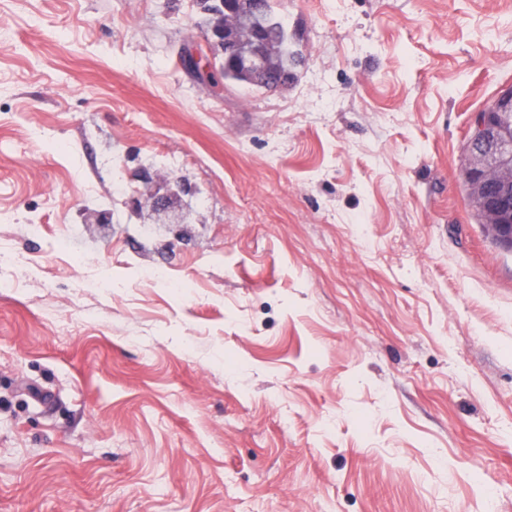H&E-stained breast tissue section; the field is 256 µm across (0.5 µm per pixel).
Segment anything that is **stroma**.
<instances>
[{
    "instance_id": "stroma-1",
    "label": "stroma",
    "mask_w": 512,
    "mask_h": 512,
    "mask_svg": "<svg viewBox=\"0 0 512 512\" xmlns=\"http://www.w3.org/2000/svg\"><path fill=\"white\" fill-rule=\"evenodd\" d=\"M276 7L270 91L185 71L195 0H0V512H512V251L463 176L512 0ZM190 185L181 178H176L166 182V191L162 195H151L145 200L151 210L155 213L166 215L169 210L177 203L183 195L189 194Z\"/></svg>"
}]
</instances>
